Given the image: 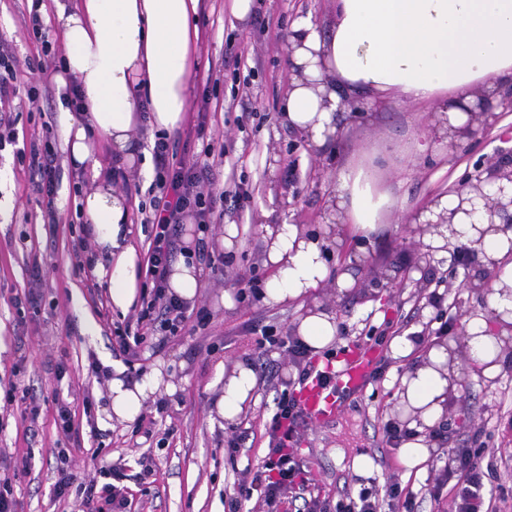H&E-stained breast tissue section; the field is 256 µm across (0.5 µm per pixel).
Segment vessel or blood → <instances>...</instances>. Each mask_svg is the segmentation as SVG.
I'll return each instance as SVG.
<instances>
[{"instance_id":"vessel-or-blood-1","label":"vessel or blood","mask_w":512,"mask_h":512,"mask_svg":"<svg viewBox=\"0 0 512 512\" xmlns=\"http://www.w3.org/2000/svg\"><path fill=\"white\" fill-rule=\"evenodd\" d=\"M367 366L365 357L354 356L345 359L338 370L335 389L329 390L314 383L307 385L303 393V406L308 422L318 423L333 419L339 409L340 393H349L361 386Z\"/></svg>"}]
</instances>
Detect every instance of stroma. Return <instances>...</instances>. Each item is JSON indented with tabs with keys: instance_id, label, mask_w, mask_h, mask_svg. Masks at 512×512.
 I'll use <instances>...</instances> for the list:
<instances>
[{
	"instance_id": "obj_1",
	"label": "stroma",
	"mask_w": 512,
	"mask_h": 512,
	"mask_svg": "<svg viewBox=\"0 0 512 512\" xmlns=\"http://www.w3.org/2000/svg\"><path fill=\"white\" fill-rule=\"evenodd\" d=\"M232 0H200L194 23L198 53L190 75L191 94L186 118L175 139L184 146L186 134L206 109L205 134L226 150L218 175L225 190L246 193L242 209H225L223 224L211 228L219 242L224 224L239 228V237L222 278L202 270V286L195 300L211 315L207 327H186L181 335L148 337L140 358L126 368L128 378L140 379L156 364L169 363L175 393L168 395L167 412H157L146 401L135 421L106 419L109 382L97 379L90 363L116 362L112 349L116 328L135 321L138 307L122 312L112 305L106 283L100 282L87 262L73 253L84 228L75 215L80 192L89 190V176L77 174L68 161L62 137L63 113L57 98H41L30 106L28 88H53V64L45 63L41 43L25 21L32 0H0V39L11 46L18 61L22 89L9 109L17 114L19 139L49 144L62 161L56 195L58 223H44L41 206L12 149L0 152V476L7 460L30 455L29 470L11 480L16 512H78L54 494L59 469L74 474L77 482L98 476L112 459L125 457L127 512H228L227 494L244 477L246 467L261 463L267 452L265 424L276 410V398L296 374L286 354L272 351L276 377L257 382L250 402L238 419L225 421L216 411L220 390L215 387L218 366L253 363L258 355L255 329L272 326L290 336L300 310L297 304L266 300L234 302L224 306L223 294H236L240 276L253 272L268 280L271 272L262 261V229L289 222L309 234L322 231L325 203L333 188L338 164L365 154L379 183L387 187L396 205L384 226L366 245L364 266L348 262L355 242L327 255L328 278L310 299L332 307L338 333L335 357L361 353L372 366H384L381 379H366L356 393L342 399L335 419L309 424L301 444L312 477V490L320 497L336 498L341 490L357 491L351 461L359 454L373 460L372 476L378 483L397 482L412 490L417 512H449L450 493L433 500L425 488L433 466H444L450 453L466 447L476 429L487 435L486 454L497 469L498 481L512 486V351L507 366L495 381L469 379L466 392L452 399L445 423L447 439L437 456L421 470L407 471L396 448L387 442L384 426L399 420L395 393L409 363L394 358L388 338L413 330L432 339L439 320L430 300L444 293L449 317L469 316L482 309L474 294L463 289L466 272L454 266L452 256H422L415 246L409 214L423 210L435 195L454 190L470 178L485 175L501 152L512 149V112L500 113L490 127L460 137L456 150L437 147L411 164L414 140L426 128L428 113L394 105L356 111L345 103L339 129L325 145L310 143L288 125L285 112L288 67V32L301 15L327 22L335 0H254L247 18L231 13ZM52 129H45V121ZM138 185L129 198L130 240L139 254L148 248L147 229L139 205L150 200L151 183L138 171L127 173ZM124 182V183H127ZM124 183L115 182V189ZM44 261L39 309L17 308L31 284L27 266L33 258ZM351 272L355 284L346 293L336 291V279ZM67 372L56 379L57 363ZM62 391L80 426L79 442L66 440L55 425V391ZM39 399L36 421L23 419V393ZM13 403H6V394ZM152 440H145L144 431ZM245 432L248 446L236 457L224 453L232 435ZM150 455L156 463L153 483L135 480L137 460Z\"/></svg>"
}]
</instances>
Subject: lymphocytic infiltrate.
I'll return each instance as SVG.
<instances>
[{"label": "lymphocytic infiltrate", "mask_w": 512, "mask_h": 512, "mask_svg": "<svg viewBox=\"0 0 512 512\" xmlns=\"http://www.w3.org/2000/svg\"><path fill=\"white\" fill-rule=\"evenodd\" d=\"M16 119L11 113H0V151L14 146L20 160L26 163V172L34 190L41 198L43 220L58 221L55 195L60 179L56 153L51 148L19 147L15 129ZM157 169L158 192L149 203V213L143 219L150 228L149 247L145 264V281L141 309L134 327L115 334V346L128 361H135L147 337L156 328L178 334L188 322L207 325L210 315L205 309H191L189 303L170 292L167 286L169 267L182 248L178 228L185 217H193L201 233L193 255L196 261L211 272L223 273L224 261L210 251L205 239L212 225L223 223L227 196L214 175L223 166L224 156L217 153L213 142H203L191 158L177 156L167 138H157L153 146ZM258 348L270 347L288 355L297 369L296 381L306 384L318 382L330 386L336 376L332 364H316L312 352L298 338L274 336L262 332ZM308 424L300 400L289 392H282L277 410L265 425L268 451L250 478L238 483L229 496V512H242L246 502L258 500L264 512H281L288 495H295L302 504L297 512H415V497L399 484L361 486L357 494H345L338 500L306 498L308 470L298 452L300 435ZM486 448L476 444L458 450L448 464L435 475L428 492L440 497L443 488L452 492L453 512H497L501 495L491 490L493 468L484 467ZM125 458H117L105 467L109 483L96 480L76 483L69 472H61L54 492L56 498L67 499L71 492L82 496L84 512H124L127 505V477Z\"/></svg>", "instance_id": "1"}]
</instances>
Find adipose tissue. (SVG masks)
<instances>
[{"mask_svg":"<svg viewBox=\"0 0 512 512\" xmlns=\"http://www.w3.org/2000/svg\"><path fill=\"white\" fill-rule=\"evenodd\" d=\"M199 0H57L53 23L64 47L63 65L53 79L58 90L75 85L79 112L68 114L64 143L74 170H90L94 183L81 198V211L104 260L95 268L108 281L113 305L128 311L138 292L139 254L128 239L130 206L112 178L92 163L95 138H103L126 168L149 175L148 162L133 139L140 125L172 131L179 127L190 96V72L197 53L191 20ZM291 80L285 115L289 125L315 144L334 132L343 98L393 102L408 109L435 107L431 128L417 140L414 155L448 141L465 125L478 93L499 103L512 90V0H336L325 24L296 18L288 34ZM392 201L372 169L353 161L336 173L327 203L335 242L344 235L363 240L375 231ZM477 241L481 262L497 274L489 309L464 320V347L471 375L498 378L505 358L499 340L512 324V229L500 224H442L424 241L436 249ZM263 263L272 271L265 295L284 304L306 297L329 270L324 244L294 224L263 227ZM297 337L313 351L336 340L331 309L313 304L295 323ZM456 346L451 340L422 341L412 333L392 338L394 358L414 357L396 393L400 419L412 435L398 449L409 469L434 454L426 430L442 422L451 398L460 396ZM256 386L253 368L240 362L224 374L217 412L234 421ZM174 393L161 368L140 381H126L115 367L110 409L134 421L144 402L159 390Z\"/></svg>","mask_w":512,"mask_h":512,"instance_id":"adipose-tissue-1","label":"adipose tissue"}]
</instances>
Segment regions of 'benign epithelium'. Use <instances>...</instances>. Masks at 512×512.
<instances>
[{
	"instance_id": "1",
	"label": "benign epithelium",
	"mask_w": 512,
	"mask_h": 512,
	"mask_svg": "<svg viewBox=\"0 0 512 512\" xmlns=\"http://www.w3.org/2000/svg\"><path fill=\"white\" fill-rule=\"evenodd\" d=\"M469 119L463 127V133L472 130L473 123L481 118L497 119L491 112L487 96L477 95L476 102L467 110ZM491 179L498 181L494 192L487 190L488 182L478 179L468 181L456 189L458 205L447 214L438 215L436 221H426V228L439 224H451L456 214L462 213L471 219V224H495L497 222L512 228V192L507 191L506 184L512 185V150L501 155L498 164L490 170ZM495 280L494 271L483 268V272L475 274L463 284L470 292L481 297L483 303H488L492 294V283Z\"/></svg>"
}]
</instances>
